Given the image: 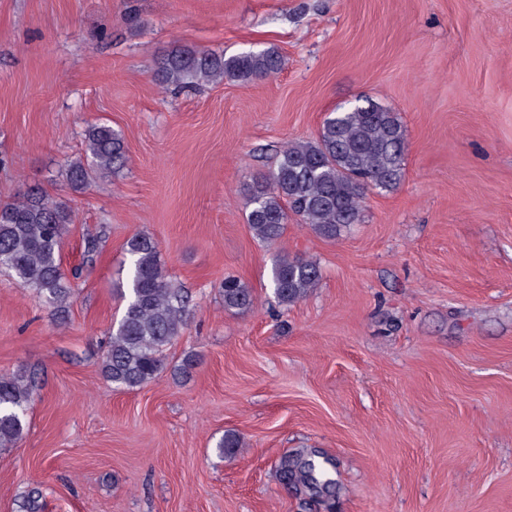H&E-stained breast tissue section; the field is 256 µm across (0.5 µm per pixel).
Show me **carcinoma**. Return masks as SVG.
Wrapping results in <instances>:
<instances>
[{
  "instance_id": "obj_1",
  "label": "carcinoma",
  "mask_w": 512,
  "mask_h": 512,
  "mask_svg": "<svg viewBox=\"0 0 512 512\" xmlns=\"http://www.w3.org/2000/svg\"><path fill=\"white\" fill-rule=\"evenodd\" d=\"M282 57L273 48L249 49L229 57L208 49L183 47L165 55L156 68L160 84L187 87L224 80L248 84L281 71ZM84 156L71 162L67 178L83 190L100 176L120 171L125 163L122 134L106 123L84 133ZM406 135L397 113L369 98L334 111L313 140L290 142L275 167L249 189L247 223L267 245L283 237L293 214L320 237L335 240L361 220L370 192H390L405 174ZM71 214L54 204L38 186L16 200L0 203V270L32 290L54 312H62L71 286L61 268V245ZM129 256L126 301L121 318L108 332L102 372L119 390H134L165 368L166 352L181 335L191 311L192 294L167 273L158 242L136 233L126 242ZM321 277L307 257L277 255L270 283L277 303L288 308L304 300ZM224 308L246 309L254 295L235 276L220 286ZM35 384L22 376H0V447L20 441L29 429L28 409ZM281 480L314 495H332L335 482L311 457L285 455Z\"/></svg>"
}]
</instances>
